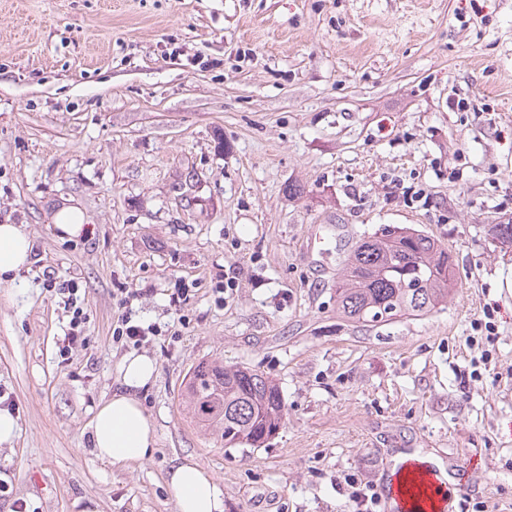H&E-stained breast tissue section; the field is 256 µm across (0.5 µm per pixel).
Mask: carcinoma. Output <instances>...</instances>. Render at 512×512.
<instances>
[{
	"label": "carcinoma",
	"instance_id": "cac0c4a2",
	"mask_svg": "<svg viewBox=\"0 0 512 512\" xmlns=\"http://www.w3.org/2000/svg\"><path fill=\"white\" fill-rule=\"evenodd\" d=\"M455 288L450 251L428 233L409 226L381 229L361 239L344 260L336 283V313L365 325L422 317L448 301ZM181 397L197 424L226 447L257 448L285 422L284 403L273 381L243 366L198 364Z\"/></svg>",
	"mask_w": 512,
	"mask_h": 512
}]
</instances>
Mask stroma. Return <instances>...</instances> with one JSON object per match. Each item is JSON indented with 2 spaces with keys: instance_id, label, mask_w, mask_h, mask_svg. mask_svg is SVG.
<instances>
[{
  "instance_id": "1",
  "label": "stroma",
  "mask_w": 512,
  "mask_h": 512,
  "mask_svg": "<svg viewBox=\"0 0 512 512\" xmlns=\"http://www.w3.org/2000/svg\"><path fill=\"white\" fill-rule=\"evenodd\" d=\"M65 199L89 237H56ZM0 224L33 242L0 283L19 424L0 512H174L187 457L224 512H354L348 478L415 451L465 486L454 503L512 512V247L493 232L512 224V0H0ZM392 225L447 246L456 287L424 317L345 322L344 260ZM66 283L86 340L64 358ZM127 308L148 342L113 341ZM133 352L158 364L157 441L116 465L90 425ZM206 360L278 386L261 447L195 426L180 392Z\"/></svg>"
}]
</instances>
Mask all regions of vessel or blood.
Returning <instances> with one entry per match:
<instances>
[{
    "label": "vessel or blood",
    "mask_w": 512,
    "mask_h": 512,
    "mask_svg": "<svg viewBox=\"0 0 512 512\" xmlns=\"http://www.w3.org/2000/svg\"><path fill=\"white\" fill-rule=\"evenodd\" d=\"M442 473L439 468L422 466L410 474L394 472L381 493L388 512H446L440 496Z\"/></svg>",
    "instance_id": "vessel-or-blood-1"
}]
</instances>
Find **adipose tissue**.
Segmentation results:
<instances>
[{
  "label": "adipose tissue",
  "instance_id": "obj_1",
  "mask_svg": "<svg viewBox=\"0 0 512 512\" xmlns=\"http://www.w3.org/2000/svg\"><path fill=\"white\" fill-rule=\"evenodd\" d=\"M32 241L23 225L0 224V279L15 278L30 266ZM158 365L146 354H129L119 367V388L95 410L91 441L97 457L114 464L143 460L155 444V431L139 399ZM167 484L175 512H224V486L194 460L171 468Z\"/></svg>",
  "mask_w": 512,
  "mask_h": 512
}]
</instances>
